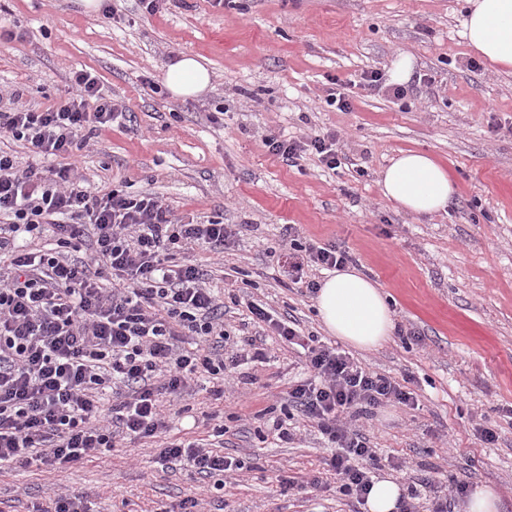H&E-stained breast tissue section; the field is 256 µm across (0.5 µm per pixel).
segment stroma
Segmentation results:
<instances>
[{
    "mask_svg": "<svg viewBox=\"0 0 512 512\" xmlns=\"http://www.w3.org/2000/svg\"><path fill=\"white\" fill-rule=\"evenodd\" d=\"M118 7L111 24L81 0H0V28L15 34L0 39V95L20 92L41 111L67 98L73 70L91 71L127 117L58 165L74 164L90 191L150 192L176 217L236 225L224 254L194 257L224 295L225 330L261 335L267 357L241 366L223 400L196 389L164 411L168 437L191 441L208 438L210 415L223 414V450L244 467L203 480L124 441L71 467H0V512H37L64 493L83 496L89 512H179L188 497L202 512H366L339 493L316 428L297 423L287 442L273 426L304 363L259 328L247 300L338 343L283 273L291 224L300 243L349 251L391 297L395 335L353 356L407 381L419 406L387 404L357 420L378 450L376 477L405 486L429 477L419 512L449 496L452 475L493 486L512 512V74L471 67L464 0H166L153 15L140 0ZM402 53L415 61L406 96L369 87L367 76L389 74ZM183 54L210 62L203 96L177 100L162 87ZM336 82L349 109L327 102ZM273 132L335 133L341 164L327 169L309 152L287 166L264 144ZM406 149L450 168L459 192L446 212L420 219L383 197L379 173Z\"/></svg>",
    "mask_w": 512,
    "mask_h": 512,
    "instance_id": "stroma-1",
    "label": "stroma"
}]
</instances>
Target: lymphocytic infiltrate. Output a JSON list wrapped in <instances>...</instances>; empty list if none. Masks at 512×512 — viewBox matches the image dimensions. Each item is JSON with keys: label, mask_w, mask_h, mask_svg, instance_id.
Returning <instances> with one entry per match:
<instances>
[{"label": "lymphocytic infiltrate", "mask_w": 512, "mask_h": 512, "mask_svg": "<svg viewBox=\"0 0 512 512\" xmlns=\"http://www.w3.org/2000/svg\"><path fill=\"white\" fill-rule=\"evenodd\" d=\"M121 117L101 98L97 78L80 70L59 106L0 110V132L49 159L72 155ZM265 145L289 165L310 151L327 168L339 163L336 136L328 132L302 140L273 133ZM49 230L55 248H36ZM285 233L294 256L291 280L304 283L308 294L320 284L304 280L305 264L336 270L352 261L342 247L300 244L291 226ZM235 235L220 221L181 223L152 194H95L80 186L74 167L48 175L36 165L19 167L0 151V251L12 253L9 272L0 273V464L57 468L120 440H157L162 457L187 461L200 476L240 469L203 443L165 440L163 411L164 397H181L203 376L223 396L225 374L243 359L265 356L252 339L231 341L224 303L207 287L206 270L176 259L197 244L226 248ZM89 237L92 262L71 259ZM249 310L287 345L303 349L305 374L289 388L288 403L330 444L326 464L340 493L365 501L377 451L342 416L386 403L411 408L414 394L261 305ZM107 389L108 407L102 404Z\"/></svg>", "instance_id": "obj_1"}]
</instances>
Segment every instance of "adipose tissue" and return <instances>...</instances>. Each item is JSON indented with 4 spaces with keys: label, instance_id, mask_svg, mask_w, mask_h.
Masks as SVG:
<instances>
[{
    "label": "adipose tissue",
    "instance_id": "ef3b65f1",
    "mask_svg": "<svg viewBox=\"0 0 512 512\" xmlns=\"http://www.w3.org/2000/svg\"><path fill=\"white\" fill-rule=\"evenodd\" d=\"M463 22L468 45L501 70H512V0H468ZM211 84L208 68L193 55H181L167 68L165 85L172 97L205 93ZM385 198L403 211L424 218L445 210L458 192L447 166L431 153L408 150L393 157L381 172ZM316 308L325 330L342 342L370 350L389 341L395 330L389 301L368 275L347 268L327 277Z\"/></svg>",
    "mask_w": 512,
    "mask_h": 512
}]
</instances>
